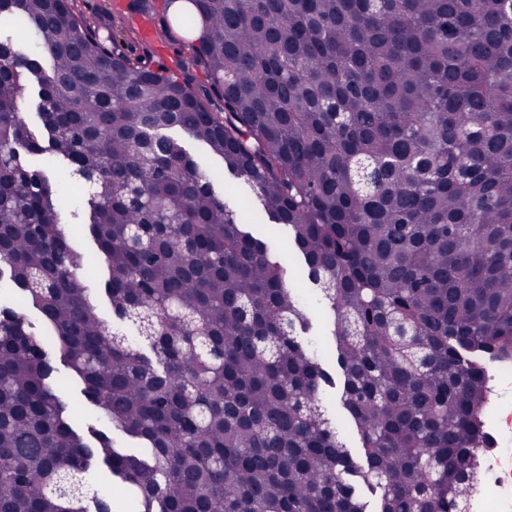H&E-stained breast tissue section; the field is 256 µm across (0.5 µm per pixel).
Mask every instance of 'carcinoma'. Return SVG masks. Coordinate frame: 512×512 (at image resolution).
Here are the masks:
<instances>
[{
  "mask_svg": "<svg viewBox=\"0 0 512 512\" xmlns=\"http://www.w3.org/2000/svg\"><path fill=\"white\" fill-rule=\"evenodd\" d=\"M182 61L131 58L70 0H0V512H466L480 357L512 353V0H198ZM37 92L39 131L21 116ZM208 146L334 314L300 298L198 163ZM104 266L114 329L59 212ZM141 195L132 201L131 191ZM71 378L93 415L73 424ZM362 445L336 430L326 389ZM311 329L309 335L317 338L321 343V348L325 357V364L334 368V338L332 336L333 319L328 311L313 307L309 311Z\"/></svg>",
  "mask_w": 512,
  "mask_h": 512,
  "instance_id": "obj_1",
  "label": "carcinoma"
}]
</instances>
